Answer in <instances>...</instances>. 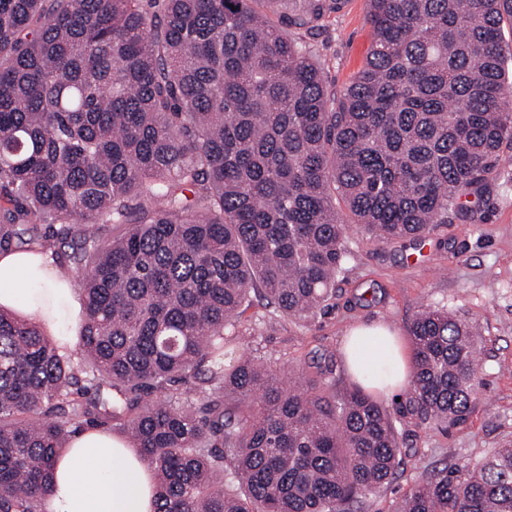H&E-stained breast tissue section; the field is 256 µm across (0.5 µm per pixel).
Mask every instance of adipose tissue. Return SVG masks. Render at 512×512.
<instances>
[{"instance_id": "ef3b65f1", "label": "adipose tissue", "mask_w": 512, "mask_h": 512, "mask_svg": "<svg viewBox=\"0 0 512 512\" xmlns=\"http://www.w3.org/2000/svg\"><path fill=\"white\" fill-rule=\"evenodd\" d=\"M0 308L34 322L63 349L76 348L84 319L80 297L50 255L0 252ZM348 344L359 349L349 369L366 387L380 377H402L405 354L390 330L361 325L351 330ZM51 502V512H154L151 471L111 432L84 430L56 465Z\"/></svg>"}]
</instances>
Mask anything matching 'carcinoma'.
I'll return each mask as SVG.
<instances>
[{"label": "carcinoma", "mask_w": 512, "mask_h": 512, "mask_svg": "<svg viewBox=\"0 0 512 512\" xmlns=\"http://www.w3.org/2000/svg\"><path fill=\"white\" fill-rule=\"evenodd\" d=\"M281 2L0 0V252L77 243L60 274L86 310L71 353L0 310V512H42L89 425L144 458L155 512H372L407 428L466 422L475 338L444 308L411 320L391 407L234 358L236 315L256 293L326 312L349 222L392 243L473 219L512 157V0H369L339 92L306 40L321 0ZM394 512H512V445Z\"/></svg>", "instance_id": "cac0c4a2"}]
</instances>
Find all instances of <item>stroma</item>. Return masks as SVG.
<instances>
[{"label":"stroma","mask_w":512,"mask_h":512,"mask_svg":"<svg viewBox=\"0 0 512 512\" xmlns=\"http://www.w3.org/2000/svg\"><path fill=\"white\" fill-rule=\"evenodd\" d=\"M368 11L367 0H343L342 7L325 11L308 37L334 88L348 84L365 61L371 44ZM466 204L476 212L475 221L438 225L420 243L380 244L348 230L347 271L336 282L330 309L307 326L272 316L258 299L239 315L240 323L254 330L243 345L245 356L283 374L292 365L309 373L332 363L329 390L339 395L356 385L343 352L357 325L380 324L403 339L426 304L471 324L482 381L473 411L460 426L410 432L405 445L415 454L378 493L377 512H391L433 469L474 463L512 444V162L501 163L487 194L468 197Z\"/></svg>","instance_id":"35a3bbf8"}]
</instances>
